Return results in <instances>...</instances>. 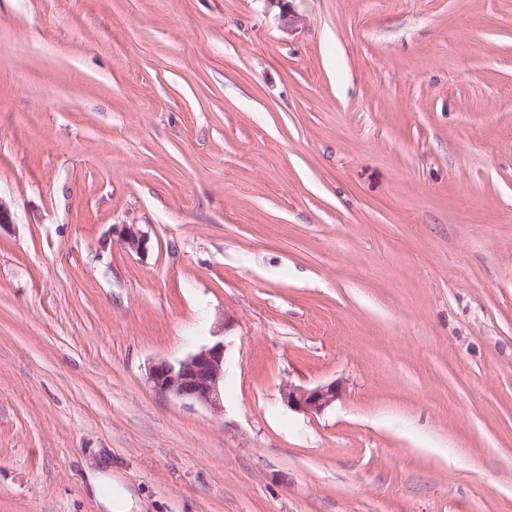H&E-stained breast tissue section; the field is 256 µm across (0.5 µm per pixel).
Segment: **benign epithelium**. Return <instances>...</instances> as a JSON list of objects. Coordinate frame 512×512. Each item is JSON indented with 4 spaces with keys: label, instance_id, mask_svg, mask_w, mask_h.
<instances>
[{
    "label": "benign epithelium",
    "instance_id": "obj_1",
    "mask_svg": "<svg viewBox=\"0 0 512 512\" xmlns=\"http://www.w3.org/2000/svg\"><path fill=\"white\" fill-rule=\"evenodd\" d=\"M112 233L126 250L143 255L149 237L135 224H114ZM225 342L218 338L175 363L161 360L149 367L152 388L165 396L203 404L214 413L224 411ZM343 384L331 382L315 387L288 385L282 399L288 408L306 414H317L338 400Z\"/></svg>",
    "mask_w": 512,
    "mask_h": 512
}]
</instances>
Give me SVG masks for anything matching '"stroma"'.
Here are the masks:
<instances>
[{"label": "stroma", "instance_id": "35a3bbf8", "mask_svg": "<svg viewBox=\"0 0 512 512\" xmlns=\"http://www.w3.org/2000/svg\"><path fill=\"white\" fill-rule=\"evenodd\" d=\"M287 7L0 0V512H512V0ZM137 226L136 224H116L112 227V233L126 250L143 255L148 250L149 237ZM224 352V339L217 338L175 363H153L148 380L162 395L203 404L218 414L224 411ZM342 391L343 384L336 381L315 387L291 384L283 388L282 399L291 410L317 414L336 402Z\"/></svg>", "mask_w": 512, "mask_h": 512}]
</instances>
